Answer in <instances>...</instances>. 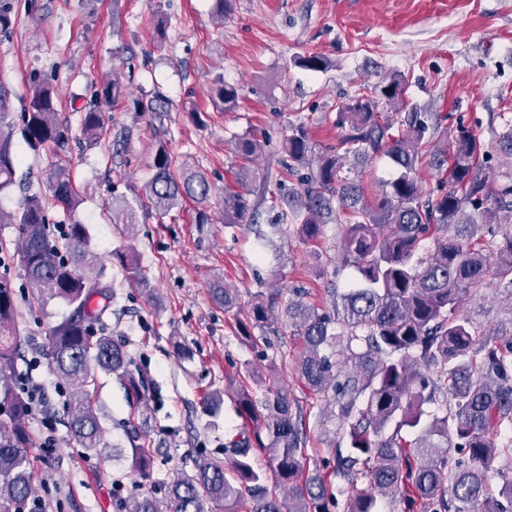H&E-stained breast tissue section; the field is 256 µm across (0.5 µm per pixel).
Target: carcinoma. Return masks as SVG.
Masks as SVG:
<instances>
[{"label": "carcinoma", "mask_w": 512, "mask_h": 512, "mask_svg": "<svg viewBox=\"0 0 512 512\" xmlns=\"http://www.w3.org/2000/svg\"><path fill=\"white\" fill-rule=\"evenodd\" d=\"M397 77L374 87V93L346 103L336 125L346 129L335 145L320 146L308 129L293 125L281 144L288 157L283 168L299 188L280 197L285 205L272 233L284 236L288 225L306 243L319 241L327 224L342 235L338 261L352 268L359 284L336 295L327 288L331 309L324 310L294 292H256L240 334L253 339L250 328L272 329L282 307L293 335L302 346L295 373L319 403L337 419L339 442L329 448L325 464L346 483L347 512H381L385 501L398 502L401 512H512V470L500 473L498 494L489 492L493 463H512V180L487 189L484 150L472 131L459 125L449 148L433 156L440 175L437 193L424 189L422 148L438 130L434 112H408L394 129V119L379 110L399 106ZM213 95L232 110L235 87L214 81ZM93 105L81 113L89 145L104 134L103 108L126 99L114 78L94 86ZM58 96L47 82L29 86V109L23 134L33 151L64 140L65 126L57 110ZM136 112H167L169 102L157 94L132 101ZM6 99L0 95V192L11 186L16 157L7 122ZM265 147L250 130L238 138L242 164L233 182L224 185V224H252L273 172L252 168ZM386 156L397 177L373 199L342 176L349 157ZM154 174L146 198L165 215L179 201H207L212 186L198 171H184L166 145L154 151ZM54 203L66 212L78 205L69 170L54 166L48 182ZM256 199H251V196ZM0 224H17L20 260L32 298L44 306L58 300L71 308L50 326L47 355L58 375L72 388L70 428L78 444L89 450L104 444V429L87 387L97 369L124 382L127 394L143 395L145 384L122 346L106 332L112 314V283L105 268L81 272L88 258L86 225H65L60 247L50 229L46 201L26 197L15 213L0 209ZM128 280L147 285L146 275L128 251L112 253ZM492 282L504 295L505 318L492 331L464 313L472 290ZM212 297L230 311L240 295L224 281L210 284ZM101 301L95 303V297ZM15 292L0 275V512H24L33 505L30 467L29 411L8 380L18 368ZM248 376L261 396L242 391L238 407L253 422L224 442V458L200 457L193 469L175 477L164 500L137 489L124 501L126 512H329L337 501L333 485L321 474H304L306 420L302 410L275 382L253 369ZM434 410L429 411L427 407ZM268 458V468L257 463ZM132 465L150 475L153 456L132 449Z\"/></svg>", "instance_id": "carcinoma-1"}]
</instances>
